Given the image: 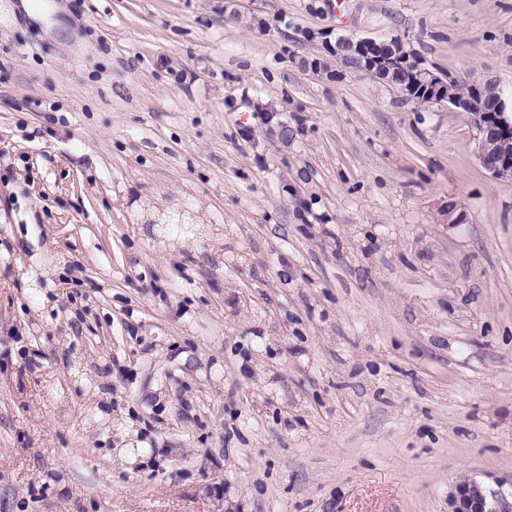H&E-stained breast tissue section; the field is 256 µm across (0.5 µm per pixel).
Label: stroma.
<instances>
[{
  "label": "stroma",
  "instance_id": "35a3bbf8",
  "mask_svg": "<svg viewBox=\"0 0 512 512\" xmlns=\"http://www.w3.org/2000/svg\"><path fill=\"white\" fill-rule=\"evenodd\" d=\"M39 2L0 0V512L512 491V182L258 24L512 89V0Z\"/></svg>",
  "mask_w": 512,
  "mask_h": 512
}]
</instances>
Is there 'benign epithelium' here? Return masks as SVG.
I'll use <instances>...</instances> for the list:
<instances>
[{"label": "benign epithelium", "mask_w": 512, "mask_h": 512, "mask_svg": "<svg viewBox=\"0 0 512 512\" xmlns=\"http://www.w3.org/2000/svg\"><path fill=\"white\" fill-rule=\"evenodd\" d=\"M287 37L294 43H318L324 56L306 61L312 70L329 79L336 78L327 58L344 69L369 76L398 90L406 99L422 100L429 107H447L462 114L474 131L475 155L480 166L493 178L512 180V101L500 81L492 75L480 79H459L425 66L411 48L408 37L394 35L385 39L358 38L333 28L288 26ZM407 71L411 77L395 83L393 77ZM496 101L487 112V98ZM452 512H512V504L495 492L486 493L475 481L462 479L451 496Z\"/></svg>", "instance_id": "7a95c632"}]
</instances>
